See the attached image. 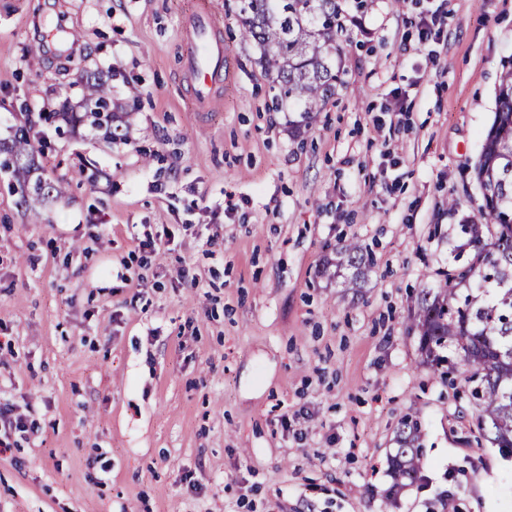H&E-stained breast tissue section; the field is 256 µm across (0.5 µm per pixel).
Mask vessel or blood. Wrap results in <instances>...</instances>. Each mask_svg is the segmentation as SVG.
<instances>
[{
	"label": "vessel or blood",
	"mask_w": 512,
	"mask_h": 512,
	"mask_svg": "<svg viewBox=\"0 0 512 512\" xmlns=\"http://www.w3.org/2000/svg\"><path fill=\"white\" fill-rule=\"evenodd\" d=\"M186 29L192 49L179 58L178 64L190 76L195 107L203 112L224 85V43L217 34V18L212 13L191 17Z\"/></svg>",
	"instance_id": "obj_1"
}]
</instances>
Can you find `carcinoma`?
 Listing matches in <instances>:
<instances>
[{
  "mask_svg": "<svg viewBox=\"0 0 512 512\" xmlns=\"http://www.w3.org/2000/svg\"><path fill=\"white\" fill-rule=\"evenodd\" d=\"M242 37L261 51L271 75L276 104H288L301 121L311 120L343 84L336 57L347 40L338 0H239ZM496 112L474 165L481 195L482 224H461L473 259L439 273L435 288H425L411 310L410 331L418 336L423 363L433 372H454L444 352L456 353L472 368L464 381L478 410L476 429L499 448L512 451V63L504 67L496 91ZM84 111L65 105L51 113L58 129L74 134L88 127L105 142L121 136L129 113L117 111L112 90L100 76L84 82ZM37 149L24 128L0 141V170L11 174L24 196L35 202L63 193L59 183L34 178ZM361 247L336 250L335 267L366 265ZM422 428L403 419L396 431L392 459L394 487L416 480L423 469Z\"/></svg>",
  "mask_w": 512,
  "mask_h": 512,
  "instance_id": "cac0c4a2",
  "label": "carcinoma"
}]
</instances>
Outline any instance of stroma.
Listing matches in <instances>:
<instances>
[{
  "label": "stroma",
  "mask_w": 512,
  "mask_h": 512,
  "mask_svg": "<svg viewBox=\"0 0 512 512\" xmlns=\"http://www.w3.org/2000/svg\"><path fill=\"white\" fill-rule=\"evenodd\" d=\"M341 3L345 84L295 130L234 0H0V140L34 123L65 187L32 224L0 173V403L35 425L0 453V512H512L468 367L441 380L408 332L470 256L512 0ZM204 9L230 76L198 112L177 59ZM90 72L125 139L41 122ZM351 241L372 265L319 276ZM408 414L424 466L395 494Z\"/></svg>",
  "instance_id": "35a3bbf8"
}]
</instances>
